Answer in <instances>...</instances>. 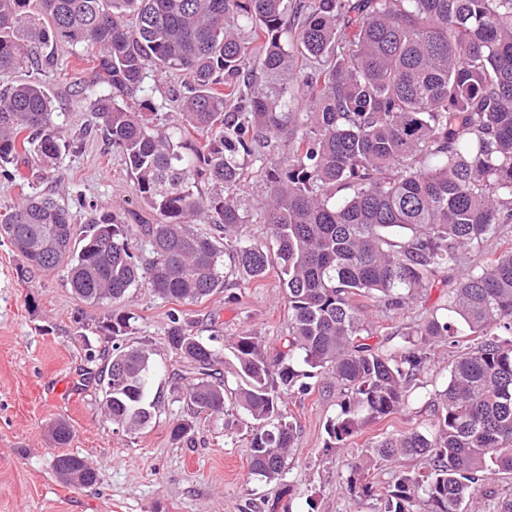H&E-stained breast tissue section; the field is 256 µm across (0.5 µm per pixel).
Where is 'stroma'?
Here are the masks:
<instances>
[{
    "label": "stroma",
    "instance_id": "obj_1",
    "mask_svg": "<svg viewBox=\"0 0 512 512\" xmlns=\"http://www.w3.org/2000/svg\"><path fill=\"white\" fill-rule=\"evenodd\" d=\"M56 58L43 83L74 145L59 173L36 188L67 202L80 228L91 206L134 205L133 180L120 154L93 129L79 93L93 79L83 49L63 48ZM18 265L12 247L0 242V512H381L382 501H355L347 494L348 463L384 436L421 423L447 382L449 351L443 343L435 346L432 370L411 393L407 408L366 426L337 450L326 446L325 424L339 411V395L321 378L310 379L308 393L284 398L298 423L297 437L282 476L270 481L250 470L249 429L237 414L197 419L189 438H171L173 425L187 414L175 387L186 362L165 340L171 303L137 287L114 306L135 318L134 333L120 337V344L151 351L145 401L152 418L131 433L104 417L102 391L93 377L101 364L87 358V345L111 342L97 330L104 308L79 299L63 270L37 272L24 281ZM461 274L458 268L438 273L421 302L403 310L365 302L372 321L382 327L378 340L384 348L405 347L424 314L445 307ZM226 283V290L183 306V313L222 355H229L235 336L254 333L262 337L268 358H275L288 321L277 271L257 283L233 277ZM58 419L72 426L68 452L97 468L94 485L57 477L48 428Z\"/></svg>",
    "mask_w": 512,
    "mask_h": 512
}]
</instances>
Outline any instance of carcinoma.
Returning a JSON list of instances; mask_svg holds the SVG:
<instances>
[{"mask_svg":"<svg viewBox=\"0 0 512 512\" xmlns=\"http://www.w3.org/2000/svg\"><path fill=\"white\" fill-rule=\"evenodd\" d=\"M67 47L91 51L95 77L80 94L156 219L130 224L125 206L102 207L76 237L68 207L25 193L0 214L18 276L61 267L92 306L138 286L184 305L224 289L227 268L259 281L275 266L288 299L273 365L256 334L236 337L227 361L185 314L170 313L168 345L188 363V413L171 438L231 407L250 424L251 470L275 478L297 429L283 397L309 391L303 379L319 374L339 389L325 432L327 447L341 449L407 407L446 340L455 351L428 423L349 463L345 490L384 501L383 512H462L464 503L512 512V491L484 492L491 476L512 475V247L481 253L512 224V0H0V73H31L0 84V174L11 180L32 166L53 177L69 149L34 79ZM167 73L184 76L172 94L177 123L145 93L147 79ZM285 74L301 112L278 110ZM250 158L270 162L269 194L256 204L239 194ZM255 207L265 243L246 235ZM399 229L410 236L395 239ZM470 252L448 292L453 319L423 317L399 350L370 343L379 329L360 299L402 309ZM132 320L113 311L98 325L114 340L101 353L104 416L129 432L151 419L150 354L115 343ZM460 325L480 345L459 347ZM49 436L67 446L70 424L55 421ZM414 459L428 465L407 468ZM385 462L394 474L383 490L370 471ZM53 467L66 483L98 478L72 453L55 455Z\"/></svg>","mask_w":512,"mask_h":512,"instance_id":"1","label":"carcinoma"}]
</instances>
